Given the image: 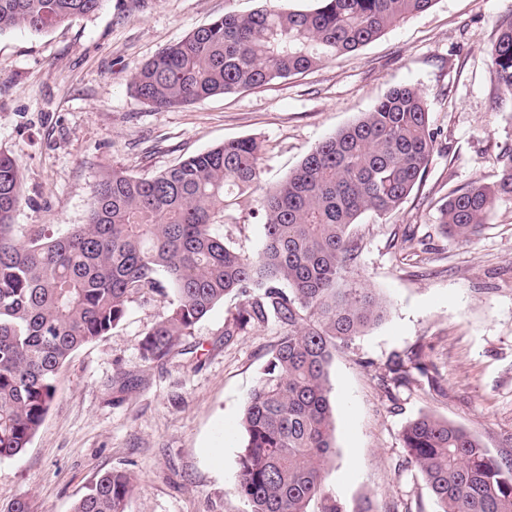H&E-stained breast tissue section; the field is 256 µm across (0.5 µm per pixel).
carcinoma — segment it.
I'll list each match as a JSON object with an SVG mask.
<instances>
[{"mask_svg": "<svg viewBox=\"0 0 512 512\" xmlns=\"http://www.w3.org/2000/svg\"><path fill=\"white\" fill-rule=\"evenodd\" d=\"M102 0H0V33L47 31L97 11ZM309 10L226 14L135 68V96L158 109L193 104L304 73L377 39L434 0H315ZM489 56L512 96V22ZM437 145L418 89L391 88L375 106L317 144L258 199L261 250L246 257L214 236L230 199L250 197L263 144L225 142L149 177L114 169L93 187L85 223L64 234L15 235L21 173L0 150V459L20 456L41 426L61 368L81 346L108 335L129 305L170 287L174 305L140 343L148 363L172 356L224 297L244 298L224 318V340L274 320L288 328L249 394L241 428L237 493L248 512H345L325 489L335 449L328 367L336 347L382 320V299L353 285L351 227L366 212L394 213L418 186ZM497 182L452 190L439 207L443 232L476 239L502 196H512V150ZM424 371L422 351L395 356L390 381ZM407 463L422 475L437 512H512V462L492 456L466 428L423 414L401 431ZM135 486L100 475L72 512H126Z\"/></svg>", "mask_w": 512, "mask_h": 512, "instance_id": "cac0c4a2", "label": "carcinoma"}]
</instances>
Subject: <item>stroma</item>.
Segmentation results:
<instances>
[{
    "mask_svg": "<svg viewBox=\"0 0 512 512\" xmlns=\"http://www.w3.org/2000/svg\"><path fill=\"white\" fill-rule=\"evenodd\" d=\"M314 0H103L93 14L45 32L0 33V149L22 174L18 236L84 223L108 171L156 174L227 140L262 141L263 185L282 181L321 141L357 120L390 88H417L437 148L399 210L355 225L350 278L383 300L382 322L337 347L328 369L335 456L326 484L346 512H436L401 430L432 413L465 427L497 459H512V197L480 236L445 237L439 205L453 189L497 181L512 148V97L488 51L512 20V0H435L341 60L261 87L158 110L131 87L134 68L227 13L308 9ZM254 201L234 207L215 236L254 256L264 226ZM175 300L131 303L120 326L73 353L36 435L0 459V512H71L98 475L121 469L135 491L126 512H247L237 494L245 402L285 329L269 322L224 338L225 298L183 337V352L146 363L140 342ZM423 346L429 373L393 387L388 364Z\"/></svg>",
    "mask_w": 512,
    "mask_h": 512,
    "instance_id": "1",
    "label": "stroma"
}]
</instances>
